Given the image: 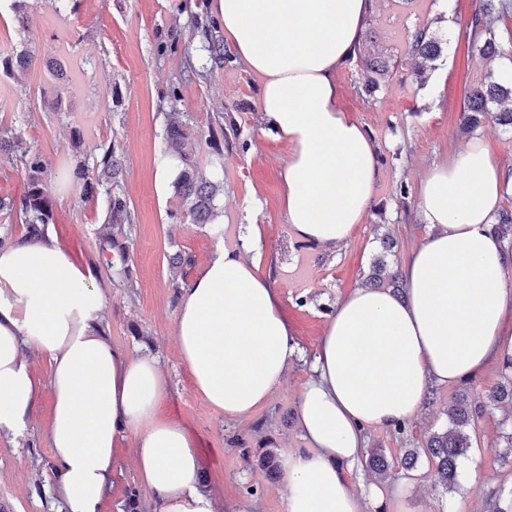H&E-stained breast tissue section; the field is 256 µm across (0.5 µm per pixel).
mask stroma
<instances>
[{
    "mask_svg": "<svg viewBox=\"0 0 512 512\" xmlns=\"http://www.w3.org/2000/svg\"><path fill=\"white\" fill-rule=\"evenodd\" d=\"M180 0H27L26 24L18 26L9 0H0V53L30 49L54 54L64 62L69 86L66 105L51 106L57 82L42 63L33 64L17 80L0 73V130L21 131L32 151L40 154L42 178L55 199L54 222L47 231L72 261L83 266L99 256L98 241L107 233L104 201H85L78 187L61 184L64 164L93 154L97 145H115L124 159L119 188L136 216L130 246L131 279L115 283L99 271L98 285L108 297L104 323L112 344L135 356L156 359L168 379L160 412L180 423L196 445L206 487L238 512H284L279 482L267 480L258 456H275L303 447L297 427V399L313 375L314 357L329 314L337 301L361 286L373 261L402 263L427 233L423 224L397 220L396 190H417L427 167L461 149L469 140L460 130L465 86L484 71L468 53L462 22L473 0H373L369 34L361 38L362 52L382 51L397 57L398 67L376 94L366 101L359 93L361 75L354 63L339 72L341 105L368 132L387 162L368 212L351 241L334 252L296 239L281 207L279 171L288 157V144L266 131L260 112L259 75L241 62L212 72L198 63V40L183 36L182 50L159 54L168 31L186 26L178 11ZM450 36L425 83L413 76L414 62L406 54L407 37L422 25ZM180 84L181 111L190 113L197 129L207 130L217 112L231 114L247 140V152H227L216 158L212 148L195 147L201 172L224 183L216 199L223 237L207 227L171 223L168 214L179 206L172 187H160L157 159L164 150L161 137L165 97L171 84ZM84 132L74 145L73 129ZM386 223L399 244L384 253L373 227ZM262 227L263 273L271 275L281 294V313L299 344L300 355L289 368L272 402L239 419L225 418L196 393L189 370L181 361L175 336L176 305L169 284V258L189 253L195 266L214 255L218 243L239 245L247 225ZM501 364L491 363L478 377L455 384L431 385L423 411L405 423L404 432L372 428L368 448H379L389 459L422 447L430 433L448 422L449 400L468 392L483 412L470 432L468 461H485L481 481L455 489L438 483L426 458L406 471L394 468L376 479L365 463L347 469L352 488L377 483L379 499L367 502L366 512H393L399 497L423 512H492L494 503L512 496V404L492 400L500 385ZM51 400L43 398L23 437L0 438V512H60L52 489V453L47 443ZM119 467L102 512H125L124 491L138 484L132 442L118 451ZM256 495H247V488Z\"/></svg>",
    "mask_w": 512,
    "mask_h": 512,
    "instance_id": "stroma-1",
    "label": "stroma"
}]
</instances>
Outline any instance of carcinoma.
<instances>
[{
    "instance_id": "cac0c4a2",
    "label": "carcinoma",
    "mask_w": 512,
    "mask_h": 512,
    "mask_svg": "<svg viewBox=\"0 0 512 512\" xmlns=\"http://www.w3.org/2000/svg\"><path fill=\"white\" fill-rule=\"evenodd\" d=\"M510 12L512 0H476L475 8L465 22L464 36L469 41L471 53L477 59L501 57L512 60V49H506L498 43L494 33L498 17ZM189 29L192 36L199 37L200 50L205 52L203 69L209 72L222 70L233 62V56L224 47L222 26L212 20L203 22L199 15L191 14ZM446 44L448 39L431 31L428 25L414 29L409 35L407 54L415 59L414 75L417 79L426 77L432 63L441 57ZM35 60V54L25 48L6 58L0 57V70L16 79ZM356 65L362 76V91L371 99L380 83L390 77L396 62L391 56L380 52L358 55ZM180 100V85H171L170 109L165 113L162 137L164 154L175 162V168L178 169L172 187L181 206L170 212L169 218L179 224H211L216 216L215 200L222 185L202 175L195 154L186 150V145L194 136L191 134L190 115L177 107ZM486 120L512 133V86L503 84L492 71L466 93L460 113V123L468 131L478 128ZM97 150L99 153L93 158V163L80 161L73 166H66L62 180L79 184L88 199L105 197V223L112 226V233L99 239L98 250L106 258L107 266L118 277L125 278L129 273V244L135 225V213L126 196L112 190L122 169V159L115 146L101 144ZM5 162L22 165L28 172V180L20 196L0 197V214L19 215L26 224L27 234L38 237L52 223L54 206L52 193L42 179L43 160L38 153L31 151L16 130L6 128L0 131V163ZM491 230L501 239L512 242V208L499 211ZM192 265V256L184 252L169 258L174 294H179L181 288L186 286ZM366 284L372 288L403 289L399 267H390L380 258L373 263ZM479 414V409L472 405L469 395L459 393L448 402L445 430L432 433L425 441L422 453L434 466L438 482L447 488L451 489L456 484L458 461L471 448L467 429ZM366 464L380 479L390 475V470L395 466V462L388 460L380 449L369 453Z\"/></svg>"
}]
</instances>
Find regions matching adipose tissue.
Here are the masks:
<instances>
[{
	"label": "adipose tissue",
	"mask_w": 512,
	"mask_h": 512,
	"mask_svg": "<svg viewBox=\"0 0 512 512\" xmlns=\"http://www.w3.org/2000/svg\"><path fill=\"white\" fill-rule=\"evenodd\" d=\"M239 60L262 79L266 127L287 141L282 214L295 238L333 251L363 223L382 170L362 124L340 104L336 75L359 44L369 0H206ZM475 137L434 162L415 218L430 233L401 272L405 297L353 289L329 317L313 376L298 397L304 447L280 462L285 512H362L375 485L353 490L343 469L365 431L415 417L432 384L478 375L512 356V254L490 230L511 178ZM260 228L218 245L176 301L175 334L197 393L225 416L267 405L299 347L280 294L260 272ZM95 266L76 265L51 236L0 248V437L20 435L50 396L54 491L65 512H102L125 437L153 512H236L203 490L195 445L158 408L157 361L114 346ZM47 357L48 379L29 355Z\"/></svg>",
	"instance_id": "ef3b65f1"
}]
</instances>
